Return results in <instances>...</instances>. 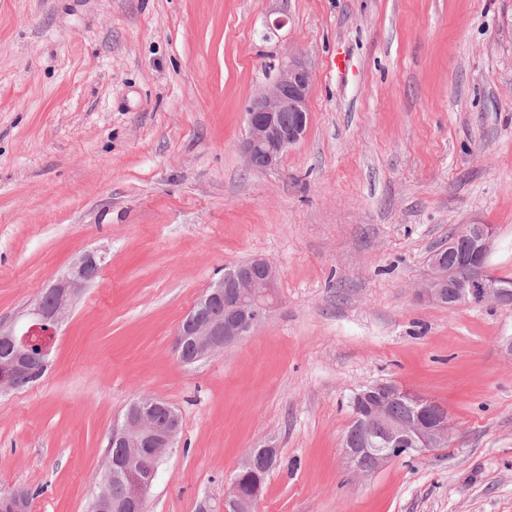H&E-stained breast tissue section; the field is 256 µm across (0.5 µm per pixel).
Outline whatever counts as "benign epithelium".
<instances>
[{
	"instance_id": "obj_1",
	"label": "benign epithelium",
	"mask_w": 512,
	"mask_h": 512,
	"mask_svg": "<svg viewBox=\"0 0 512 512\" xmlns=\"http://www.w3.org/2000/svg\"><path fill=\"white\" fill-rule=\"evenodd\" d=\"M312 73L298 49L288 52L274 83L257 94L247 110V134L242 151L248 167L265 171L277 167L284 154L304 135L308 123V99ZM463 245L455 241L435 251L428 271L417 288L418 297L430 304L452 309L460 304L495 302L512 306V283L491 277L487 258L493 227L467 224ZM105 256L82 254L70 271L58 278L21 318L0 323V342L10 349L0 362V392L25 385L34 374L32 337L41 336V362H49L57 329L68 319L76 297L100 274ZM279 270L268 259L256 257L237 264L212 284L196 308L181 321L175 335L179 359L191 364L224 349V345L250 335L268 317L276 300ZM407 401L410 411L401 416L394 407ZM359 439L343 440L345 454L359 475L377 471L403 454H422L444 448L452 436L448 412L393 382L364 386L352 402ZM179 430V415L167 401L151 397L136 400L121 421L112 425L104 476L96 504L97 512L111 507V485L126 488L124 507L145 512L147 494L155 479L158 458L172 451ZM277 456L268 441L259 451H250L239 469L251 471L260 463L270 466ZM259 492H233L224 499V512H252ZM8 512H24L30 497L16 490L0 497Z\"/></svg>"
}]
</instances>
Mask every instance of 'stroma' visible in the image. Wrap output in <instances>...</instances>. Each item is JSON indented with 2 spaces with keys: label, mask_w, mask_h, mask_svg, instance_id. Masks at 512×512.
I'll return each mask as SVG.
<instances>
[{
  "label": "stroma",
  "mask_w": 512,
  "mask_h": 512,
  "mask_svg": "<svg viewBox=\"0 0 512 512\" xmlns=\"http://www.w3.org/2000/svg\"><path fill=\"white\" fill-rule=\"evenodd\" d=\"M295 48L309 124L257 172L247 107ZM473 222L512 276V0H0V319L108 251L44 376L0 394V494L88 512L113 423L153 396L181 425L146 512H223L268 439L253 512H512V307L415 295ZM255 256L267 320L182 363L183 317ZM377 381L454 435L361 476L342 441ZM256 450L257 448L253 449L246 455L245 459L239 466L241 471H252L261 462L265 463L266 466H270L274 463L277 456V450L273 441H268L266 445L259 448L258 452H256Z\"/></svg>",
  "instance_id": "1"
}]
</instances>
